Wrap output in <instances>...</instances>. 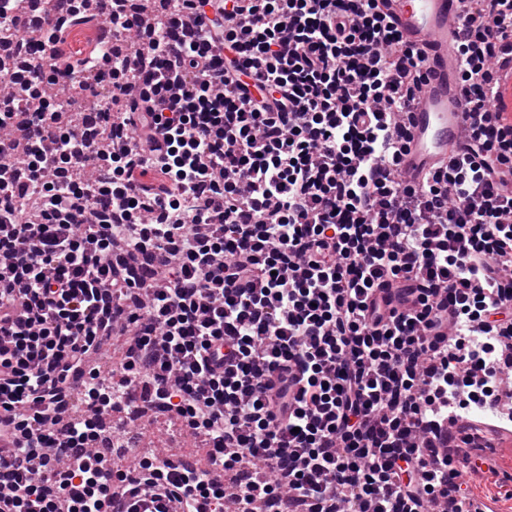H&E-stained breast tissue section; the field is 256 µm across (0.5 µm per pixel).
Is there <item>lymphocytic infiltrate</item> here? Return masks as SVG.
Segmentation results:
<instances>
[{
  "label": "lymphocytic infiltrate",
  "mask_w": 512,
  "mask_h": 512,
  "mask_svg": "<svg viewBox=\"0 0 512 512\" xmlns=\"http://www.w3.org/2000/svg\"><path fill=\"white\" fill-rule=\"evenodd\" d=\"M4 82L110 77L119 115L69 98L0 108V512H428L470 501L434 447L512 347V136L491 125L512 0H470L458 45L474 128L406 185L421 60L377 0H57L52 52ZM133 48H73L97 19ZM130 337L117 368L102 337ZM140 396L208 438L213 470L158 453L119 468L96 417Z\"/></svg>",
  "instance_id": "f902f5d3"
}]
</instances>
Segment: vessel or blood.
<instances>
[{
  "label": "vessel or blood",
  "mask_w": 512,
  "mask_h": 512,
  "mask_svg": "<svg viewBox=\"0 0 512 512\" xmlns=\"http://www.w3.org/2000/svg\"><path fill=\"white\" fill-rule=\"evenodd\" d=\"M379 5L405 43L422 60L425 81L407 112L409 138L400 169L411 184L447 163L466 141L469 105L458 81L461 59L457 44L466 24V0H379ZM490 110L498 127L512 129V55L497 65ZM455 438L473 447L487 446V427L464 421L451 429Z\"/></svg>",
  "instance_id": "obj_1"
}]
</instances>
